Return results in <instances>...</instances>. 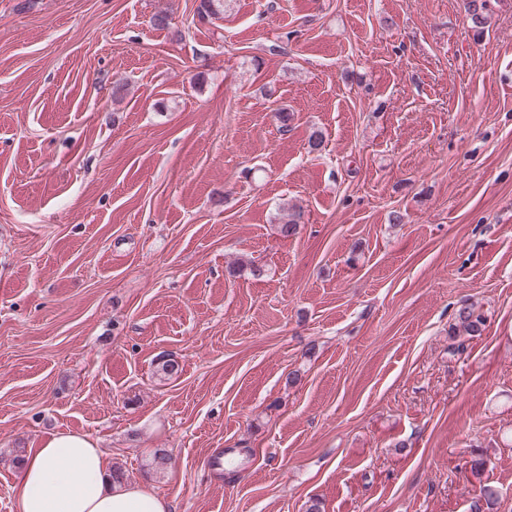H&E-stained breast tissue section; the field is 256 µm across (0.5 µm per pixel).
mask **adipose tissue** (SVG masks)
I'll return each mask as SVG.
<instances>
[{
    "mask_svg": "<svg viewBox=\"0 0 512 512\" xmlns=\"http://www.w3.org/2000/svg\"><path fill=\"white\" fill-rule=\"evenodd\" d=\"M16 512H168L150 490L112 479L103 448L81 433L29 450L14 485Z\"/></svg>",
    "mask_w": 512,
    "mask_h": 512,
    "instance_id": "1",
    "label": "adipose tissue"
}]
</instances>
